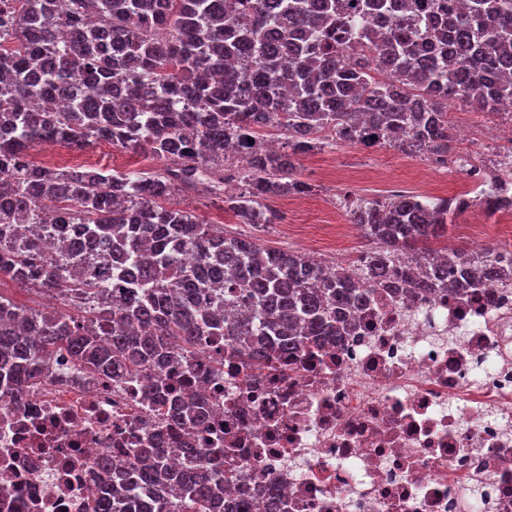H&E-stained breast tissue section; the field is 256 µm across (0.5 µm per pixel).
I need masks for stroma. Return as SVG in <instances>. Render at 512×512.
Returning a JSON list of instances; mask_svg holds the SVG:
<instances>
[{
    "instance_id": "stroma-1",
    "label": "stroma",
    "mask_w": 512,
    "mask_h": 512,
    "mask_svg": "<svg viewBox=\"0 0 512 512\" xmlns=\"http://www.w3.org/2000/svg\"><path fill=\"white\" fill-rule=\"evenodd\" d=\"M448 110L452 116L466 117L471 128L466 146L477 154L496 144V127L512 122V115L468 111L458 102L450 103ZM33 152L56 155L65 165L89 162L118 171L139 172H150L157 167L146 154L118 150L105 142L84 149L43 145L34 147ZM300 163L297 176L311 185V193L296 196L290 202L282 197L272 199L279 220L267 227L239 223L232 213H219L216 205L199 197L181 195L176 203L194 211L204 223L223 222L228 234L248 236L270 248L301 252L312 249L320 259L331 261L336 257V250L324 223L335 213L340 197H382L396 188L426 196L430 193V181H445L452 186L463 181L458 172L432 170L426 157L410 156L389 147L324 146L302 156Z\"/></svg>"
}]
</instances>
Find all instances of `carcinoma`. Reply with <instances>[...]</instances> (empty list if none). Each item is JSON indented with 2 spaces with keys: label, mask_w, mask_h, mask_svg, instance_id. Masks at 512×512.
Returning a JSON list of instances; mask_svg holds the SVG:
<instances>
[{
  "label": "carcinoma",
  "mask_w": 512,
  "mask_h": 512,
  "mask_svg": "<svg viewBox=\"0 0 512 512\" xmlns=\"http://www.w3.org/2000/svg\"><path fill=\"white\" fill-rule=\"evenodd\" d=\"M57 2L0 0V42L19 43L0 53V273L84 306L44 312L0 292V391H24L58 350L89 372L132 377L142 364L187 361L216 336L246 373L322 349L342 334L343 312L395 279L427 294L509 278L490 259L433 246L474 205L468 197L346 202L371 244L356 280L335 261L202 224L170 199L205 194L241 224H274L267 201L312 191L298 160L327 131L350 145L448 154V102L498 113L512 101V0ZM386 15V29L360 25ZM375 70L392 81L379 83ZM272 125L282 131L278 150L260 138ZM99 140L160 168L31 163L37 143L82 149ZM236 155L247 157L248 174L226 191L224 164ZM66 224L80 232L42 258V236ZM408 258L420 275L404 273ZM144 390L161 406L173 401L186 423H206L186 380ZM170 452L101 459L110 489L89 512H207L224 498L223 467L205 465L224 449L179 448V466Z\"/></svg>",
  "instance_id": "carcinoma-1"
}]
</instances>
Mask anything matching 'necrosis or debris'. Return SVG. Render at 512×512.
Returning a JSON list of instances; mask_svg holds the SVG:
<instances>
[{
	"label": "necrosis or debris",
	"instance_id": "obj_1",
	"mask_svg": "<svg viewBox=\"0 0 512 512\" xmlns=\"http://www.w3.org/2000/svg\"><path fill=\"white\" fill-rule=\"evenodd\" d=\"M508 147L455 158L465 194L512 189ZM0 398V512H86L101 455L181 447L170 409L135 383L80 376L65 352ZM202 354L201 447L223 448L226 505L248 512H512V280L413 295L374 289L340 342L243 377Z\"/></svg>",
	"mask_w": 512,
	"mask_h": 512
}]
</instances>
